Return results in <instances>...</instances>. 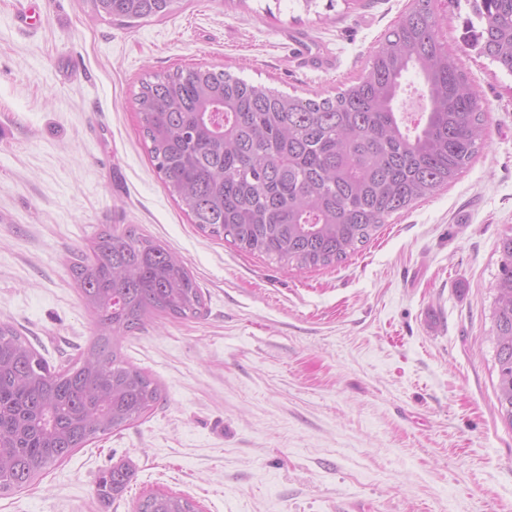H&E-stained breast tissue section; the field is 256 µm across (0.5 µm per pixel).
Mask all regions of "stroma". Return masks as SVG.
Instances as JSON below:
<instances>
[{"mask_svg": "<svg viewBox=\"0 0 512 512\" xmlns=\"http://www.w3.org/2000/svg\"><path fill=\"white\" fill-rule=\"evenodd\" d=\"M0 0V323L59 367L94 334L66 266L101 225L183 258L197 319L157 317L121 352L162 389L145 419L77 449L0 512H135L155 491L200 512H512L489 313L512 230V75L468 48L469 0H437L488 107L451 184L333 267L298 271L192 224L142 139L143 81L202 66L302 98L356 80L411 0H181L133 26L83 0ZM130 465L121 498L101 473Z\"/></svg>", "mask_w": 512, "mask_h": 512, "instance_id": "1", "label": "stroma"}]
</instances>
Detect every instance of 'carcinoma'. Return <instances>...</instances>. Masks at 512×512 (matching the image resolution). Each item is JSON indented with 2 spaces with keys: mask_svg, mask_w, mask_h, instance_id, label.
I'll use <instances>...</instances> for the list:
<instances>
[{
  "mask_svg": "<svg viewBox=\"0 0 512 512\" xmlns=\"http://www.w3.org/2000/svg\"><path fill=\"white\" fill-rule=\"evenodd\" d=\"M92 16L132 25L173 13L179 0H85ZM437 0H412L357 80L334 97L303 99L228 72L178 70L141 83L134 104L170 195L192 223L237 250L297 269L329 267L363 249L387 219L457 179L483 144L488 111L439 34ZM463 40L512 75V0H472ZM422 82L421 118L396 112L408 72ZM491 306L500 413L512 425V233ZM69 270L97 328L80 358L48 363L0 324V497L33 483L93 440L151 413L160 386L122 355L120 339L148 317L195 319L201 288L186 262L132 224L105 225ZM126 464L97 481L122 496ZM137 512H196L177 494Z\"/></svg>",
  "mask_w": 512,
  "mask_h": 512,
  "instance_id": "1",
  "label": "carcinoma"
}]
</instances>
